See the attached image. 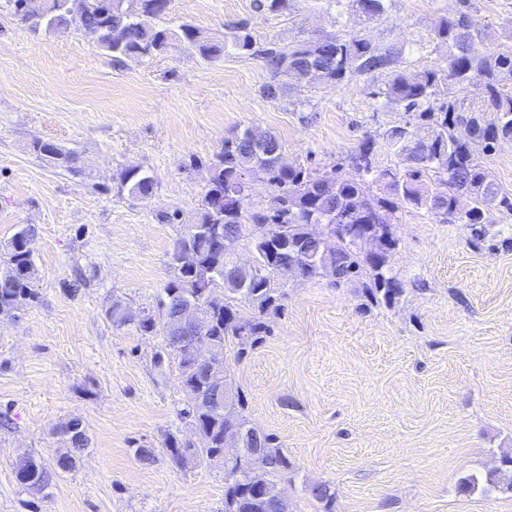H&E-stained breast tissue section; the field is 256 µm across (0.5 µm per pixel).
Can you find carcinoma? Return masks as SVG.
<instances>
[{
  "label": "carcinoma",
  "instance_id": "1",
  "mask_svg": "<svg viewBox=\"0 0 512 512\" xmlns=\"http://www.w3.org/2000/svg\"><path fill=\"white\" fill-rule=\"evenodd\" d=\"M164 0H43L41 13L30 15L22 9L23 0H6L13 17L34 30L64 33L70 29L88 30L96 35L99 50L112 57L116 66L129 61L167 54L176 44L187 42L201 58L212 60L224 52L189 25L175 31L157 23L165 13ZM368 23L385 12L384 0H353ZM437 39L451 49L447 69L418 72L394 69L398 55L379 53L358 36L344 39L322 35L294 44L272 38L258 43L247 24L232 26L230 44L241 55L257 56L270 73L261 93L275 99L290 86L316 80L339 81L347 72L372 74L391 71V78L380 94L388 103L404 109L419 122L431 124V134L416 139L407 121L383 135L388 148L398 158L393 168L379 162L377 142L362 140L350 155L356 176L342 175L336 164L323 172L298 166L283 167L285 145L270 131L245 128L224 137L220 151L203 161L195 156L190 165H203L209 179L186 233L176 241L170 261L173 278L163 288L157 309L143 311L139 319L126 314L120 301L112 303L106 316L117 327L135 324L143 335L163 336L153 355L154 366L163 368L170 356L178 361L185 408L182 420L195 435L187 439L168 433L162 451L178 467L209 457L224 455L226 417L250 426L244 414L245 403L227 369V352L237 345L235 358L246 349L262 343L271 334L266 317L279 313L283 292L276 287L274 274L281 263L294 259L303 264L301 278L332 277L336 282L357 278L363 266L373 272V285L367 287L373 298L391 305L404 293V281L387 266L388 254L398 245L387 215L410 209H424L436 216L458 215L462 196L470 208L460 216L464 224L482 235L485 209L495 203L512 212V195L500 192L487 181L480 154L494 151L503 141H512V50L489 52L480 43L479 21L461 12L441 21ZM479 79L483 82L488 111L495 114L484 122L466 112L449 88ZM32 151L49 164L72 168L75 153L39 139ZM446 185V191L433 192L430 181ZM385 183L386 195L371 197L366 184ZM263 182L273 194L264 206L245 207L252 183ZM155 189L154 178L139 167L121 172L118 192L132 198H146ZM324 226L322 233L310 230ZM266 226L260 235L251 228ZM34 229L17 226L4 244L0 261V310L22 311L38 299L35 288L36 266L30 244ZM242 241L253 255L245 287H240V268L233 252L224 249V240ZM365 240H374V253L362 252ZM186 297L200 308L197 324H179V306ZM253 313L241 312L240 304ZM209 342L216 352L210 361L200 354L199 343ZM230 387L227 407H215L209 393ZM70 432L69 446L59 450L50 462L21 456L14 464L16 479L34 496L44 494L52 478L77 468L89 439L81 422L64 425ZM224 512H279L281 491L278 484L291 464L272 434L264 435L262 451L256 457L224 459ZM459 491L470 493L481 487L512 490V457L484 476L469 475ZM310 499L332 512L335 492L327 483L308 487Z\"/></svg>",
  "mask_w": 512,
  "mask_h": 512
}]
</instances>
